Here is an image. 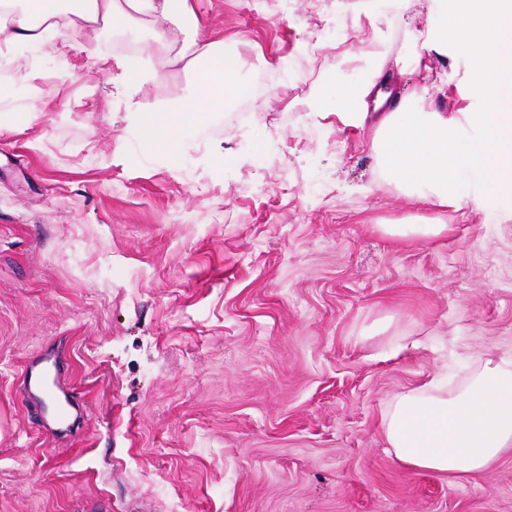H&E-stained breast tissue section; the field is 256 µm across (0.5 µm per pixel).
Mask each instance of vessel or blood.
Returning <instances> with one entry per match:
<instances>
[{
  "label": "vessel or blood",
  "mask_w": 512,
  "mask_h": 512,
  "mask_svg": "<svg viewBox=\"0 0 512 512\" xmlns=\"http://www.w3.org/2000/svg\"><path fill=\"white\" fill-rule=\"evenodd\" d=\"M25 390L31 397L50 402L51 411L45 422L48 430L60 434L69 430L75 406L68 387L61 379L55 356H44L29 367Z\"/></svg>",
  "instance_id": "1"
}]
</instances>
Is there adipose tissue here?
I'll return each mask as SVG.
<instances>
[{
    "label": "adipose tissue",
    "mask_w": 512,
    "mask_h": 512,
    "mask_svg": "<svg viewBox=\"0 0 512 512\" xmlns=\"http://www.w3.org/2000/svg\"><path fill=\"white\" fill-rule=\"evenodd\" d=\"M440 37L470 54L481 111H382L389 72L350 86L338 120L367 131L383 176L427 209L487 201L512 217V0H438ZM196 0H0V49L72 45L75 34L146 28L159 70L181 68L192 85L167 108L146 98L157 77L134 59L103 57L113 83L138 100L131 111L144 147L173 150L195 122L247 94L245 61L223 37L201 38ZM386 448L408 468L449 477L486 469L512 447V360L486 361L455 386L440 377L396 394L382 420Z\"/></svg>",
    "instance_id": "ef3b65f1"
}]
</instances>
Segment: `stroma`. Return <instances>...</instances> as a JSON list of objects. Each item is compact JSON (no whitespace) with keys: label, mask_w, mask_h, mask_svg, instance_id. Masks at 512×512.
<instances>
[{"label":"stroma","mask_w":512,"mask_h":512,"mask_svg":"<svg viewBox=\"0 0 512 512\" xmlns=\"http://www.w3.org/2000/svg\"><path fill=\"white\" fill-rule=\"evenodd\" d=\"M197 2L252 91L168 153L93 65L147 30L0 56V512H512V449L448 478L381 428L403 389L512 358V218L417 208L361 132L312 118L381 64L394 106L481 109L466 49L409 24L436 0ZM403 336L424 344L391 356ZM42 352L85 407L72 436L24 397ZM449 224H385L381 230L405 240H427L448 233Z\"/></svg>","instance_id":"stroma-1"}]
</instances>
